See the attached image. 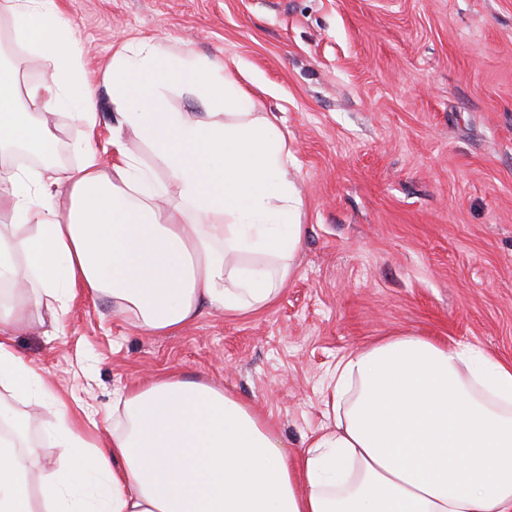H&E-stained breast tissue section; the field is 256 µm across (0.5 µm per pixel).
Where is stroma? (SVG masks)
Here are the masks:
<instances>
[{
  "label": "stroma",
  "mask_w": 512,
  "mask_h": 512,
  "mask_svg": "<svg viewBox=\"0 0 512 512\" xmlns=\"http://www.w3.org/2000/svg\"><path fill=\"white\" fill-rule=\"evenodd\" d=\"M84 47L109 165L108 76L124 44L242 68L274 113L307 226L269 308L155 336L77 296L55 336L15 349L112 436V394L206 377L276 422L297 454L328 425L337 360L412 333L512 361V0H56Z\"/></svg>",
  "instance_id": "stroma-1"
}]
</instances>
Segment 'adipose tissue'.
Here are the masks:
<instances>
[{
  "label": "adipose tissue",
  "mask_w": 512,
  "mask_h": 512,
  "mask_svg": "<svg viewBox=\"0 0 512 512\" xmlns=\"http://www.w3.org/2000/svg\"><path fill=\"white\" fill-rule=\"evenodd\" d=\"M1 24L0 512H512V365L413 334L337 362L335 428L299 454L251 404L179 372L117 393L99 444L13 337L59 325L79 293L157 336L264 310L295 271L302 202L282 129L223 59L149 39L118 51L105 167L84 49L56 0H0ZM34 59L49 76L22 74ZM173 85L198 112L168 109ZM60 111L83 132L75 166L54 161ZM45 405L52 464L31 436Z\"/></svg>",
  "instance_id": "adipose-tissue-1"
}]
</instances>
